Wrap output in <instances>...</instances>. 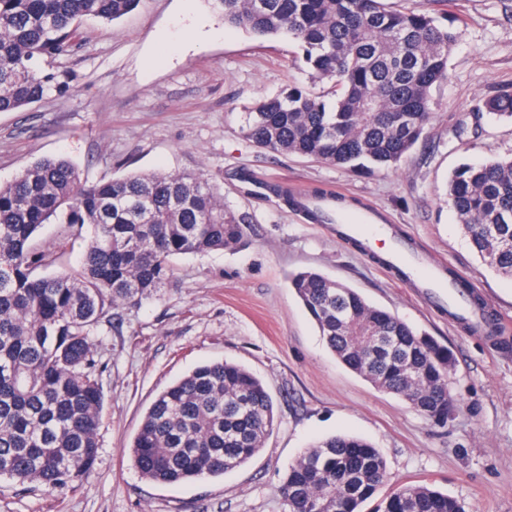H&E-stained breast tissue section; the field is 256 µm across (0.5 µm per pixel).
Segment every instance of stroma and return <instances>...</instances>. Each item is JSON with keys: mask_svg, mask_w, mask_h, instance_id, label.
Segmentation results:
<instances>
[{"mask_svg": "<svg viewBox=\"0 0 512 512\" xmlns=\"http://www.w3.org/2000/svg\"><path fill=\"white\" fill-rule=\"evenodd\" d=\"M448 75L431 91L416 145L390 168L359 173L256 147L241 131L258 103L309 83L295 42L225 24L220 0H137L114 21L88 18L79 44L51 65L70 89L0 112V182L48 157L91 181L132 171L203 173L240 220L236 249L175 256L156 296L119 309L97 344L107 369L99 451L90 476L49 493L0 480V512H286L282 478L315 439L361 437L387 463L388 485L429 483L468 512H512V280L479 258L448 205L458 165L512 157V122L485 99L512 93V0H458ZM321 187L368 204L426 260L466 275L494 308L500 335L468 329L336 232L267 187ZM315 270L435 337L454 357L447 425L342 365L288 275ZM233 361L272 396L264 447L220 477L163 485L126 454L155 398L206 362Z\"/></svg>", "mask_w": 512, "mask_h": 512, "instance_id": "stroma-1", "label": "stroma"}]
</instances>
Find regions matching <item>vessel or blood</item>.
<instances>
[{
    "instance_id": "vessel-or-blood-1",
    "label": "vessel or blood",
    "mask_w": 512,
    "mask_h": 512,
    "mask_svg": "<svg viewBox=\"0 0 512 512\" xmlns=\"http://www.w3.org/2000/svg\"><path fill=\"white\" fill-rule=\"evenodd\" d=\"M298 200L304 209L321 214L326 223L341 225L346 238L375 245L384 240L387 262L401 269L409 278L420 280L429 304L448 308L452 313L480 321L481 316L468 304L464 290L448 281L438 268L423 264L404 240L392 236L377 210L359 207L350 213H342L333 199L317 200L305 192H298Z\"/></svg>"
}]
</instances>
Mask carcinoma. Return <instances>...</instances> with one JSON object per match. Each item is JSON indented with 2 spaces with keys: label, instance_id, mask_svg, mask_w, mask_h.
Listing matches in <instances>:
<instances>
[{
  "label": "carcinoma",
  "instance_id": "1",
  "mask_svg": "<svg viewBox=\"0 0 512 512\" xmlns=\"http://www.w3.org/2000/svg\"><path fill=\"white\" fill-rule=\"evenodd\" d=\"M137 0H0V112L69 90L45 61L73 51L83 18L114 21ZM224 22L297 42L313 82L246 113L257 146L371 172L396 165L430 118L432 87L448 71L456 32L382 0H221ZM512 119V94L484 102ZM448 204L482 261L512 279V159L463 164ZM63 226L60 250L35 245L42 225ZM92 229L80 266L44 276ZM243 242L235 214L201 173L134 172L90 182L63 157L44 158L0 183V478L45 491L92 472L103 412L96 332L112 312L153 298L172 257ZM290 285L336 358L436 424L456 410L448 391L453 355L347 285L314 271ZM273 401L246 367L212 362L166 388L129 449L141 476L177 485L235 470L263 448ZM387 481L370 443L337 434L315 441L288 469V512H360ZM377 512H466L428 484L400 485Z\"/></svg>",
  "mask_w": 512,
  "mask_h": 512
}]
</instances>
